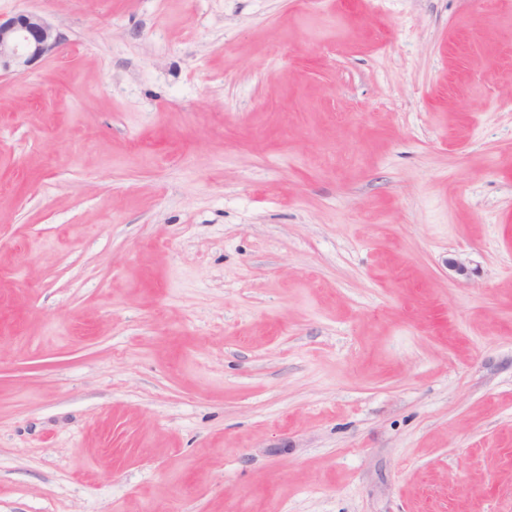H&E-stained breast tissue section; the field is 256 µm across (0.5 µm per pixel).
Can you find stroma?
I'll use <instances>...</instances> for the list:
<instances>
[{
    "mask_svg": "<svg viewBox=\"0 0 512 512\" xmlns=\"http://www.w3.org/2000/svg\"><path fill=\"white\" fill-rule=\"evenodd\" d=\"M21 10L0 512H512V0ZM62 41L63 34L36 12L0 14V72L24 70L53 52Z\"/></svg>",
    "mask_w": 512,
    "mask_h": 512,
    "instance_id": "1",
    "label": "stroma"
}]
</instances>
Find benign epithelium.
I'll list each match as a JSON object with an SVG mask.
<instances>
[{
    "instance_id": "1",
    "label": "benign epithelium",
    "mask_w": 512,
    "mask_h": 512,
    "mask_svg": "<svg viewBox=\"0 0 512 512\" xmlns=\"http://www.w3.org/2000/svg\"><path fill=\"white\" fill-rule=\"evenodd\" d=\"M62 41L63 34L36 12L0 15V72L24 70L53 52Z\"/></svg>"
}]
</instances>
